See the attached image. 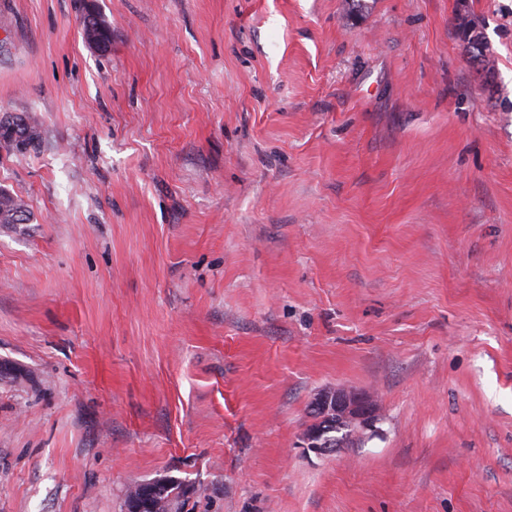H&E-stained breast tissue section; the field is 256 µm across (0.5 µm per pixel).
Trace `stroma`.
<instances>
[{"label":"stroma","instance_id":"35a3bbf8","mask_svg":"<svg viewBox=\"0 0 512 512\" xmlns=\"http://www.w3.org/2000/svg\"><path fill=\"white\" fill-rule=\"evenodd\" d=\"M19 119L0 512H512V0H0ZM313 406L320 410L336 407L364 430H372L379 420L372 402L363 394L354 391L337 390L332 394L321 395L314 400ZM316 421L307 429V435L312 437V442L320 445L329 444L327 448H313L319 451H327L329 448H343L352 443L356 438L357 432L350 422L342 417L340 411L322 416L313 412ZM334 433V435H331ZM309 437L306 440L309 441ZM167 480L166 484L168 485V488L166 490V493L164 497H162L164 501L163 505L159 508L158 511L152 510V505L147 504V502H144V509L142 512H177L182 506L181 499L185 495V491L183 489L182 483L165 478Z\"/></svg>","mask_w":512,"mask_h":512}]
</instances>
